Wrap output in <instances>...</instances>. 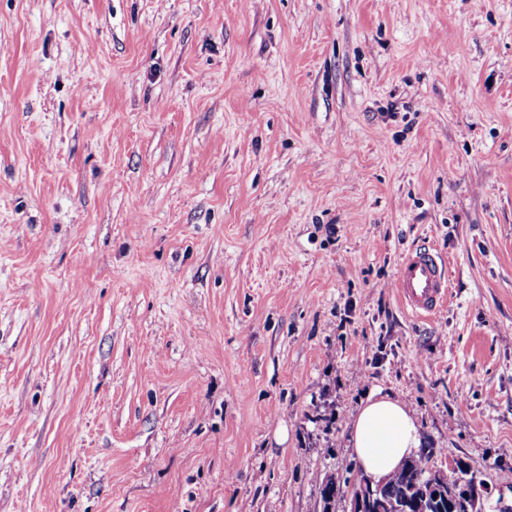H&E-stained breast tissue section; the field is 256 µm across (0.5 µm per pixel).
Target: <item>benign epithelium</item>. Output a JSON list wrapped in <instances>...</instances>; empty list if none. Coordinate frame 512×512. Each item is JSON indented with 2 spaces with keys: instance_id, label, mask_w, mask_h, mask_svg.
Instances as JSON below:
<instances>
[{
  "instance_id": "1",
  "label": "benign epithelium",
  "mask_w": 512,
  "mask_h": 512,
  "mask_svg": "<svg viewBox=\"0 0 512 512\" xmlns=\"http://www.w3.org/2000/svg\"><path fill=\"white\" fill-rule=\"evenodd\" d=\"M458 464L449 466V471H438L431 476L428 484L413 487L406 496L399 499H385L381 489L386 480L379 481L360 476L346 494L348 512H433L443 505L458 507L464 505L467 512H482V493L457 478Z\"/></svg>"
}]
</instances>
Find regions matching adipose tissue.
I'll use <instances>...</instances> for the list:
<instances>
[{"label": "adipose tissue", "mask_w": 512, "mask_h": 512, "mask_svg": "<svg viewBox=\"0 0 512 512\" xmlns=\"http://www.w3.org/2000/svg\"><path fill=\"white\" fill-rule=\"evenodd\" d=\"M352 444L363 472L378 479L394 471L422 441L412 411L399 399L374 391L354 418Z\"/></svg>", "instance_id": "1"}]
</instances>
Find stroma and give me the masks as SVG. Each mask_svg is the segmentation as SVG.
<instances>
[{"mask_svg": "<svg viewBox=\"0 0 512 512\" xmlns=\"http://www.w3.org/2000/svg\"><path fill=\"white\" fill-rule=\"evenodd\" d=\"M375 390L512 501V0H0V512H346ZM394 287L403 307L419 318H430L446 306L450 292L445 260L431 246H419L403 255Z\"/></svg>", "mask_w": 512, "mask_h": 512, "instance_id": "stroma-1", "label": "stroma"}]
</instances>
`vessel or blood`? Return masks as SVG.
Masks as SVG:
<instances>
[{"label": "vessel or blood", "instance_id": "1", "mask_svg": "<svg viewBox=\"0 0 512 512\" xmlns=\"http://www.w3.org/2000/svg\"><path fill=\"white\" fill-rule=\"evenodd\" d=\"M394 287L412 315L436 316L446 306L450 292L445 260L429 246L410 249L397 265Z\"/></svg>", "mask_w": 512, "mask_h": 512}]
</instances>
